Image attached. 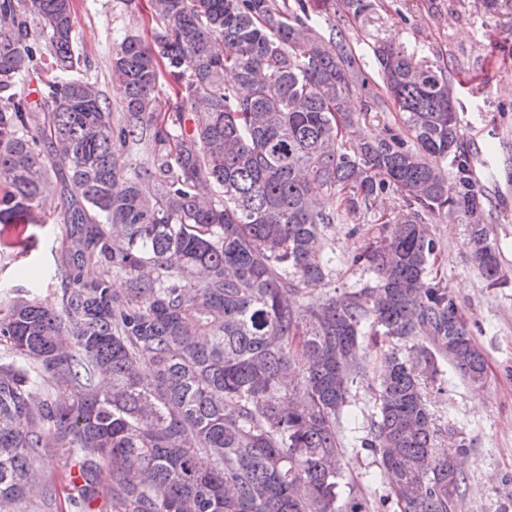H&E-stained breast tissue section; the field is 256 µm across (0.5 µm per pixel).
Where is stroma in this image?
<instances>
[{"mask_svg":"<svg viewBox=\"0 0 512 512\" xmlns=\"http://www.w3.org/2000/svg\"><path fill=\"white\" fill-rule=\"evenodd\" d=\"M429 1L408 0L414 16L410 22L394 16L397 0H386L378 22L341 17L337 24L358 54L369 55L370 36L378 32L447 61L457 90L464 93L460 119L468 139L480 147L496 144L494 154L481 155L476 182L494 206L487 230L512 280V23L487 18L473 0L466 5L467 20L456 21L446 11L448 0H437L441 10L434 14L427 10ZM74 7L76 48L92 62L87 76L111 104H119L110 52L115 39L140 32V19L125 0H74ZM370 229L364 217L328 229L336 271L331 285L308 287L307 301H321L330 289L341 292L369 279V272L353 265L352 257ZM431 231L442 246L440 274L464 308L487 366L481 385L468 383L447 363L436 383L427 385L438 428L436 443L441 448L460 442L467 447L461 460L467 492L459 512H495L512 502V484L502 483L504 476H512V287L486 288L474 262L470 225L435 224ZM59 247L53 226L39 230L28 224H0V292L26 286L18 273L24 262L43 271L40 298L54 297L53 254Z\"/></svg>","mask_w":512,"mask_h":512,"instance_id":"stroma-1","label":"stroma"}]
</instances>
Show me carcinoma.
I'll return each instance as SVG.
<instances>
[{"mask_svg":"<svg viewBox=\"0 0 512 512\" xmlns=\"http://www.w3.org/2000/svg\"><path fill=\"white\" fill-rule=\"evenodd\" d=\"M378 7L149 0L150 39L112 47L116 114L81 76L72 0H0V224H53L63 244L59 306L0 295V512H56L60 453L71 512H457L461 449L435 447L422 384L444 361L481 383L486 361L429 225H473L486 287L509 281L448 66L373 35L367 70L334 24ZM52 190L66 203L46 216ZM361 215L376 227L352 263L373 281L304 302L336 268L327 228ZM364 337L379 354L358 434ZM360 448L374 499L342 471Z\"/></svg>","mask_w":512,"mask_h":512,"instance_id":"carcinoma-1","label":"carcinoma"}]
</instances>
